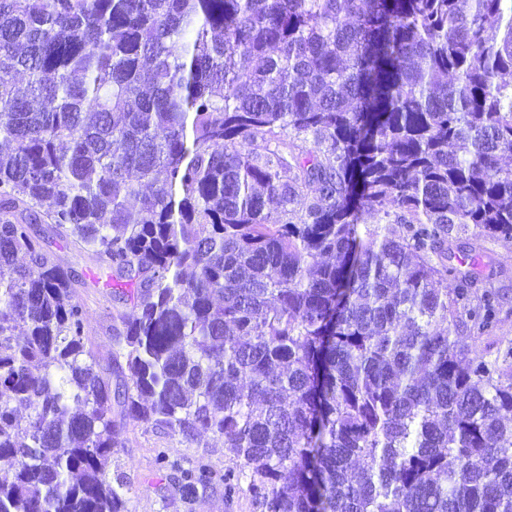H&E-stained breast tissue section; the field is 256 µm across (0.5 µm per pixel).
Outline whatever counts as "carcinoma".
Here are the masks:
<instances>
[{
    "label": "carcinoma",
    "instance_id": "1",
    "mask_svg": "<svg viewBox=\"0 0 512 512\" xmlns=\"http://www.w3.org/2000/svg\"><path fill=\"white\" fill-rule=\"evenodd\" d=\"M505 153L512 0H0V512H128L129 422L260 512H512L509 295L451 263ZM39 223L131 284L108 372Z\"/></svg>",
    "mask_w": 512,
    "mask_h": 512
}]
</instances>
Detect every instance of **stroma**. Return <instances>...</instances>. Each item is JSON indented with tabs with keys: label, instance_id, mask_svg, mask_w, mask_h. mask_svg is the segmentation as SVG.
<instances>
[{
	"label": "stroma",
	"instance_id": "35a3bbf8",
	"mask_svg": "<svg viewBox=\"0 0 512 512\" xmlns=\"http://www.w3.org/2000/svg\"><path fill=\"white\" fill-rule=\"evenodd\" d=\"M33 235L77 280L76 297L87 310V346L99 360H106L119 316L129 310L105 284L108 266L61 237L50 236L47 225H34ZM482 244L484 275L492 277L496 286L512 291V240L487 237ZM121 442L110 470L127 486L129 512H257L248 492L224 493V475L233 461L223 440L207 435L200 442L188 443L170 432L130 423L121 431ZM201 461L212 470V482L195 494L183 493L176 483L179 471Z\"/></svg>",
	"mask_w": 512,
	"mask_h": 512
}]
</instances>
